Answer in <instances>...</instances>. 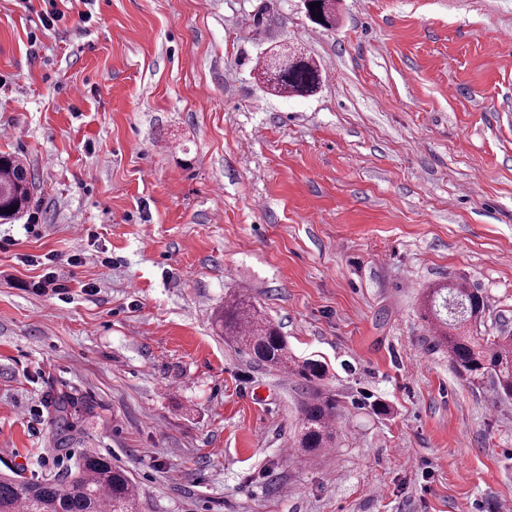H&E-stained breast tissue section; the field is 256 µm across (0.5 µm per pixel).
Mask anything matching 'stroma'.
<instances>
[{
    "label": "stroma",
    "instance_id": "obj_1",
    "mask_svg": "<svg viewBox=\"0 0 512 512\" xmlns=\"http://www.w3.org/2000/svg\"><path fill=\"white\" fill-rule=\"evenodd\" d=\"M42 7L0 0V153L33 177L0 222V474L94 448L139 512H505L512 398L456 373L422 298L465 280L512 336V0H336L331 29L302 0ZM283 44L313 95L259 79ZM233 295L325 364L320 456L294 445L314 391L215 326ZM66 392L91 409L62 452ZM322 81L319 66L306 55H299L287 67L280 70L268 89L277 94L309 96L317 91Z\"/></svg>",
    "mask_w": 512,
    "mask_h": 512
}]
</instances>
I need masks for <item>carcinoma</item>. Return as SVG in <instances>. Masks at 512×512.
Instances as JSON below:
<instances>
[{"mask_svg":"<svg viewBox=\"0 0 512 512\" xmlns=\"http://www.w3.org/2000/svg\"><path fill=\"white\" fill-rule=\"evenodd\" d=\"M320 5L306 7L323 27L336 25V0H318ZM322 81L319 66L299 55L280 70L268 89L277 94L309 96ZM31 175L19 158L0 153V218L10 220L30 202ZM424 307L433 320L438 343L448 349L453 368L469 380L490 379L502 397L512 398V336L489 337L481 332L486 297L477 288L462 282L437 284L424 299ZM224 337L236 343L254 361L297 376L308 384L323 380L322 362H302L288 354L284 336L271 321L261 317L250 302L234 297L224 303L219 317ZM79 399L63 394L55 401V425L58 443L66 444L74 427L72 410ZM301 429L295 445L302 453L315 456L331 447L336 399L315 394L300 410ZM0 512H138L137 494L127 470L112 463V458L93 449L79 453L73 468L50 478L28 479L0 476Z\"/></svg>","mask_w":512,"mask_h":512,"instance_id":"cac0c4a2","label":"carcinoma"}]
</instances>
